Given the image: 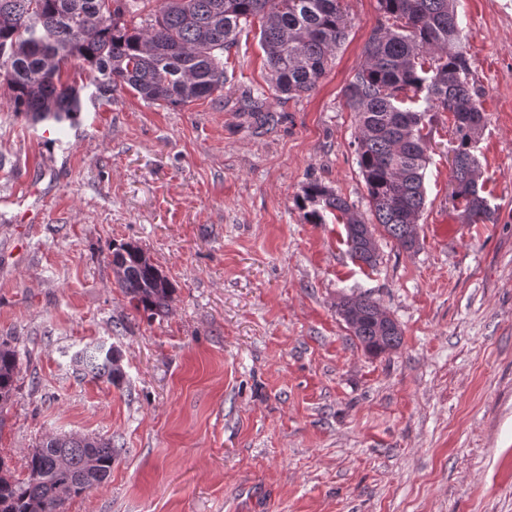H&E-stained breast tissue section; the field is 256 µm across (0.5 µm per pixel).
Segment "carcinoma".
Listing matches in <instances>:
<instances>
[{
  "instance_id": "cac0c4a2",
  "label": "carcinoma",
  "mask_w": 512,
  "mask_h": 512,
  "mask_svg": "<svg viewBox=\"0 0 512 512\" xmlns=\"http://www.w3.org/2000/svg\"><path fill=\"white\" fill-rule=\"evenodd\" d=\"M0 0V73L14 112L34 123L61 125L80 111V89L62 80V65L81 61L98 89L127 86L149 103L183 106L217 99L228 81L224 50L254 22L266 55L273 89L290 98L313 92L328 59L348 35L341 0ZM385 21L369 36L364 62L344 89L355 112L357 164L367 188L376 226L368 227L354 206L330 187L313 181L304 188V217L313 224L335 211L346 224L352 258L376 265L375 232L411 251L419 237L411 225L425 207V174L430 163V112L456 119L452 148V198L471 223L491 219L478 186L475 154L484 114L468 81L470 65L458 49L454 0H377ZM117 284L129 303L148 316L166 313L173 286L137 246L112 251ZM358 311L354 336L378 356L402 343L399 327L386 328L380 307L365 294H351L339 314ZM84 374L119 385L118 350L104 343L81 350ZM19 368L18 352L0 342V428ZM115 449L87 437L51 436L26 462L27 479L12 477L0 459V512H61L65 503L101 485L112 471Z\"/></svg>"
}]
</instances>
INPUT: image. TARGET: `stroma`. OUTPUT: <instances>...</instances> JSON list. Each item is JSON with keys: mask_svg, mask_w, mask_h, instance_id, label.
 <instances>
[{"mask_svg": "<svg viewBox=\"0 0 512 512\" xmlns=\"http://www.w3.org/2000/svg\"><path fill=\"white\" fill-rule=\"evenodd\" d=\"M343 8L347 38L301 97L275 94L255 29L224 54L220 100L102 94L69 63L81 110L50 135L0 84V340L21 358L0 457L22 480L50 436L120 450L66 512H512V0L456 4L493 221L454 205L455 126L435 113L420 246L379 239L373 267L335 214L299 206L318 180L372 218L343 90L382 14ZM130 241L175 287L153 320L116 282ZM352 293L395 319L397 350L351 336ZM96 342L119 350L121 385L79 375Z\"/></svg>", "mask_w": 512, "mask_h": 512, "instance_id": "35a3bbf8", "label": "stroma"}]
</instances>
